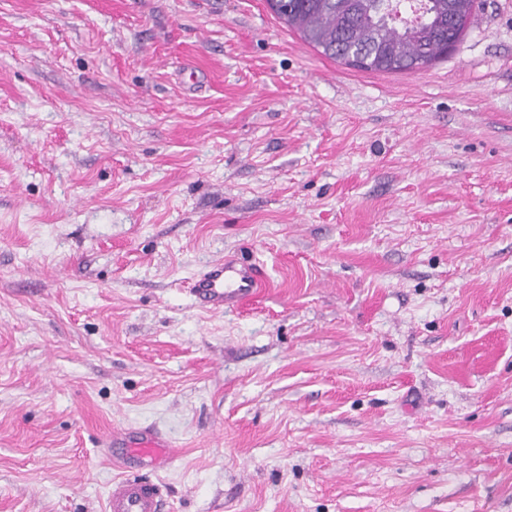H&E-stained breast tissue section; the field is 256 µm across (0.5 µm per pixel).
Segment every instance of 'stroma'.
Listing matches in <instances>:
<instances>
[{"label":"stroma","mask_w":512,"mask_h":512,"mask_svg":"<svg viewBox=\"0 0 512 512\" xmlns=\"http://www.w3.org/2000/svg\"><path fill=\"white\" fill-rule=\"evenodd\" d=\"M235 253L259 296L190 291ZM512 512V0L416 72L265 0H0V512ZM132 436L126 429H114L102 441L105 448H129L128 460L139 464L148 462L160 464L171 459L174 451L166 441L161 440L152 430L142 429ZM166 487L136 473L112 481L106 495L107 512H160Z\"/></svg>","instance_id":"stroma-1"}]
</instances>
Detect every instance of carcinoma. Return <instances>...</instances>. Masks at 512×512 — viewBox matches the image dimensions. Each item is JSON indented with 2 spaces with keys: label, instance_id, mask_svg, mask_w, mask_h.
<instances>
[{
  "label": "carcinoma",
  "instance_id": "obj_1",
  "mask_svg": "<svg viewBox=\"0 0 512 512\" xmlns=\"http://www.w3.org/2000/svg\"><path fill=\"white\" fill-rule=\"evenodd\" d=\"M269 10L324 56L349 62L370 58L367 70L409 71L439 58L462 22L464 34L475 0H421L422 11L410 22L388 14L383 0H265Z\"/></svg>",
  "mask_w": 512,
  "mask_h": 512
}]
</instances>
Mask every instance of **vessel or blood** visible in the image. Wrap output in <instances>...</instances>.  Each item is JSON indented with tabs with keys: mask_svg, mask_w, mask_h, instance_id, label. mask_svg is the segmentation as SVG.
Instances as JSON below:
<instances>
[{
	"mask_svg": "<svg viewBox=\"0 0 512 512\" xmlns=\"http://www.w3.org/2000/svg\"><path fill=\"white\" fill-rule=\"evenodd\" d=\"M264 286V275L257 265L233 256L199 271L191 292L205 309L221 312L244 305ZM104 447L124 448L130 461L153 465L168 461L174 451L152 430L131 435L126 429L113 430L103 440ZM166 488L157 480L127 473L113 480L106 495V512H161Z\"/></svg>",
	"mask_w": 512,
	"mask_h": 512,
	"instance_id": "obj_1",
	"label": "vessel or blood"
}]
</instances>
